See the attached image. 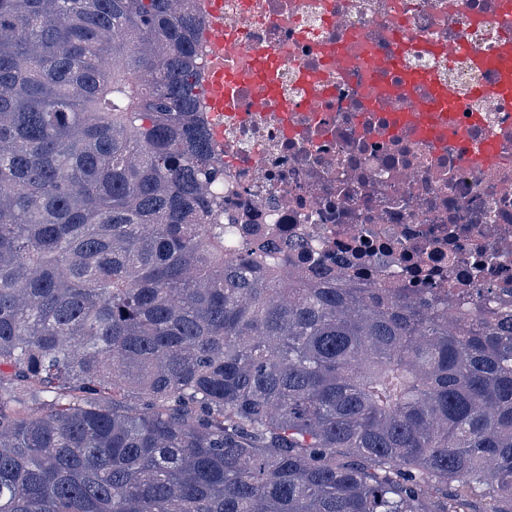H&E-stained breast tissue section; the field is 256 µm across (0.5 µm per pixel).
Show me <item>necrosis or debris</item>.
Listing matches in <instances>:
<instances>
[{
    "label": "necrosis or debris",
    "instance_id": "obj_1",
    "mask_svg": "<svg viewBox=\"0 0 512 512\" xmlns=\"http://www.w3.org/2000/svg\"><path fill=\"white\" fill-rule=\"evenodd\" d=\"M197 2L202 80L237 78L227 108L200 106L231 249L261 242L305 274L512 312V99L474 97L495 75L468 61L496 52L512 0ZM426 43L463 54L436 59ZM431 68L464 99L463 137L432 142L394 103H373L401 74ZM490 137L498 159L485 162Z\"/></svg>",
    "mask_w": 512,
    "mask_h": 512
}]
</instances>
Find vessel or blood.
Returning a JSON list of instances; mask_svg holds the SVG:
<instances>
[{"label":"vessel or blood","instance_id":"b4317fda","mask_svg":"<svg viewBox=\"0 0 512 512\" xmlns=\"http://www.w3.org/2000/svg\"><path fill=\"white\" fill-rule=\"evenodd\" d=\"M475 68L488 67L497 69L498 80L492 85L478 87L479 95L491 99L512 98V33L502 32L496 56L475 55L471 58ZM384 98L397 99L403 104V120L413 125L417 131L429 133L430 128L425 120L429 112H455L462 102L457 92L449 87L436 84L428 73L406 76L398 85L388 87L383 93Z\"/></svg>","mask_w":512,"mask_h":512}]
</instances>
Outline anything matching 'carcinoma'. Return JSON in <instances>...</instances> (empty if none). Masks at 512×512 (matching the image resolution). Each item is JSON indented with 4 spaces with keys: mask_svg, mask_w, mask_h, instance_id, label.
<instances>
[{
    "mask_svg": "<svg viewBox=\"0 0 512 512\" xmlns=\"http://www.w3.org/2000/svg\"><path fill=\"white\" fill-rule=\"evenodd\" d=\"M189 0H0V512H512V314L230 253Z\"/></svg>",
    "mask_w": 512,
    "mask_h": 512,
    "instance_id": "obj_1",
    "label": "carcinoma"
}]
</instances>
